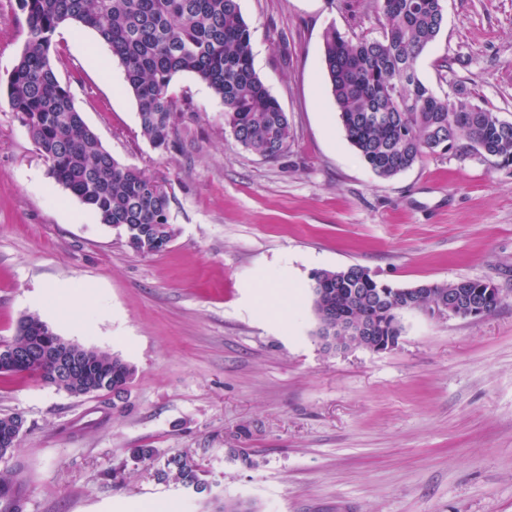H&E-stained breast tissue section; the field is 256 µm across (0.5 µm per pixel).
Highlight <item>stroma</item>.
Instances as JSON below:
<instances>
[{
  "mask_svg": "<svg viewBox=\"0 0 512 512\" xmlns=\"http://www.w3.org/2000/svg\"><path fill=\"white\" fill-rule=\"evenodd\" d=\"M254 67L288 115L287 154L239 146L219 102L182 74L184 147L154 148L116 58L74 23L52 64L119 162L166 176L177 234L162 253L124 235L49 177L0 98V341L35 315L64 340L117 354L122 401L0 375V415L25 431L0 480L23 512H512V165L432 155L390 179L350 144L322 69L323 34L374 39L376 0H239ZM417 59L439 95L456 84L512 122V0H443ZM25 42L0 0V80ZM351 265L398 288L484 280L504 301L479 319L401 316L398 347L325 350L312 276ZM186 454L210 492L124 468L130 449Z\"/></svg>",
  "mask_w": 512,
  "mask_h": 512,
  "instance_id": "obj_1",
  "label": "stroma"
}]
</instances>
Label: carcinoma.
<instances>
[{
  "label": "carcinoma",
  "instance_id": "cac0c4a2",
  "mask_svg": "<svg viewBox=\"0 0 512 512\" xmlns=\"http://www.w3.org/2000/svg\"><path fill=\"white\" fill-rule=\"evenodd\" d=\"M384 18L379 39L356 41L334 27L323 35L326 72L343 128L364 163L380 178L394 177L427 156L460 152L493 165H512V122L471 102L458 83L452 96H439L417 76V58L439 37L441 0H378ZM25 17L21 54L0 92L24 124L47 165L48 175L89 207L100 223L123 231L128 246L158 254L176 236L169 222L171 195L166 180L124 165L106 150L76 109L69 87L51 63L57 29L78 23L95 31L117 58L138 108L141 133L154 147L181 144L185 112L172 93L174 79L191 74L219 100L224 124L244 149L275 160L288 150L289 122L254 68L251 32L238 0H18ZM316 335L331 348L336 318L373 324L375 341L394 342L402 326L392 305L421 291L456 288L469 301H480L486 314L499 305L479 281L395 288L352 265L321 270L312 276ZM27 329L0 343L38 348L32 337L50 326L39 317L21 319ZM78 361L74 377L56 373L51 358L19 365L12 373H30L73 396L110 393L120 396L136 368L117 354L72 346ZM25 429L19 414L0 416V459L12 453ZM157 450L131 448L135 465H150ZM190 489L205 484L198 465L186 455L169 457L156 471ZM217 512H257L241 499L214 497Z\"/></svg>",
  "mask_w": 512,
  "mask_h": 512
}]
</instances>
